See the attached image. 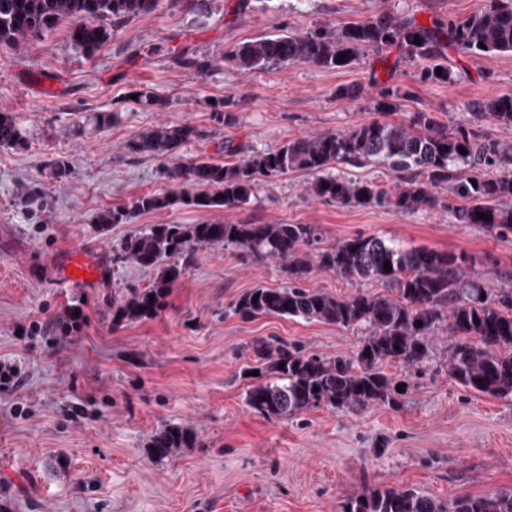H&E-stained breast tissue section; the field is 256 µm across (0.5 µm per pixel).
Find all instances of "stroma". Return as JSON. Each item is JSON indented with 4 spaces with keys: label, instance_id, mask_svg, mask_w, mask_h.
<instances>
[{
    "label": "stroma",
    "instance_id": "stroma-1",
    "mask_svg": "<svg viewBox=\"0 0 512 512\" xmlns=\"http://www.w3.org/2000/svg\"><path fill=\"white\" fill-rule=\"evenodd\" d=\"M214 0L197 12L187 0L119 27L86 56L69 38L70 21L19 47L0 45V112L28 132L23 149L0 148V363L19 370L0 386V512H337L362 487L414 488L447 501L512 488V397L468 391L444 367L447 327H439L419 368L389 362L405 382L400 407L353 414L314 408L291 420L266 418L245 403L252 344L276 336L327 355L354 354L358 328L264 315L244 320L230 306L262 285L278 288V262L239 259L201 245L153 318L112 323V305L152 285L156 272L113 265L112 248L149 224H315L324 245L377 236L405 248L465 256L485 288L512 271V234L454 223L457 196L440 191V209L406 213L342 206L311 196V175L260 177L243 208L183 203L98 230L106 207L130 203L169 184L165 159L128 152L126 143L160 123H188L198 137L176 162H233L294 137L348 130L377 118L388 88L407 91L399 112L435 113L445 125H470L468 104L512 94V54L449 49L454 81H423L420 67L396 54L362 53L352 68L298 62L241 73L222 56L235 45L277 33L336 28L385 12L422 25L466 18L484 0ZM211 61L206 78L181 54ZM359 90L349 101L339 87ZM149 89L162 109L136 104ZM231 124L213 121L216 103ZM112 112L93 128L89 114ZM67 158L64 182L46 165ZM40 206H25L30 193ZM82 276H72L75 266ZM77 309V330L57 321ZM196 435L193 447L156 462L147 455L161 425Z\"/></svg>",
    "mask_w": 512,
    "mask_h": 512
}]
</instances>
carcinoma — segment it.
Here are the masks:
<instances>
[{"label":"carcinoma","mask_w":512,"mask_h":512,"mask_svg":"<svg viewBox=\"0 0 512 512\" xmlns=\"http://www.w3.org/2000/svg\"><path fill=\"white\" fill-rule=\"evenodd\" d=\"M162 0H0V44L17 46L61 20L73 21L71 41L95 55L127 21L156 11ZM464 54L512 53V0H488L479 12L448 24L424 26L413 19L378 13L334 29L271 34L236 45L224 63L250 73L302 61L321 69L347 70L365 51L392 48L405 61L423 64L421 78L450 83L445 50ZM345 61L338 62L340 55ZM441 73H436V69ZM474 122L512 127V95L476 99ZM188 124L147 128L127 150L168 157L195 139ZM26 137L18 120L0 113V148L18 149ZM466 154H461L459 148ZM341 165L384 167L393 175L385 187L334 173ZM305 171L314 177L310 193L342 205L383 206L403 212L433 210L436 190L458 196L451 209L457 224L488 234L512 233V143H502L464 126L448 128L432 112H411L396 121L373 119L348 131L292 138L275 149L236 163L199 160L175 164L165 174L173 189L148 193L130 204L103 208L96 224H131L143 213L188 201L201 207L235 210L250 203L257 176ZM484 213L481 219L477 214ZM313 224H154L128 236L112 255L117 264L156 270L151 287L133 291L113 309L112 322L133 323L157 315L173 284L193 261L201 244L222 245L241 259L276 260L287 282L280 288L257 286L233 304L243 319L263 315L300 318L339 327L365 328L356 353L324 355L305 346L261 339L252 346L260 383L246 392V404L275 420L292 419L312 408L351 413L398 405L397 382L383 366L399 361L422 366L438 324L448 325V376L475 393L512 397V288L490 293L467 275L464 259L426 249L403 250L377 236L339 240L325 248ZM179 259L182 264L170 263ZM391 264L387 272L384 262ZM350 281L384 284L388 293L359 291L334 296L301 286L314 270ZM258 301H253V297ZM422 325H417V322ZM195 433L179 424L157 430L148 445L162 461L195 444ZM340 512H512V489L459 495L442 502L413 489H366L341 501Z\"/></svg>","instance_id":"carcinoma-1"}]
</instances>
